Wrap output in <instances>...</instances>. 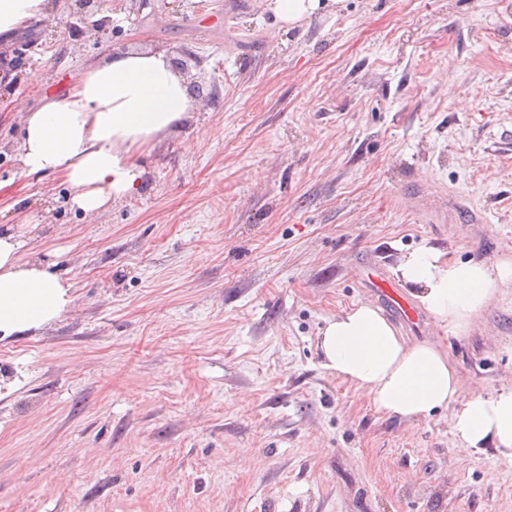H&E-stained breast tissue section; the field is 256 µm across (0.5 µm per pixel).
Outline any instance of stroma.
Listing matches in <instances>:
<instances>
[{"label": "stroma", "instance_id": "obj_1", "mask_svg": "<svg viewBox=\"0 0 512 512\" xmlns=\"http://www.w3.org/2000/svg\"><path fill=\"white\" fill-rule=\"evenodd\" d=\"M166 51L195 119L137 152L146 189L92 218L23 173L21 116L105 48ZM0 229L73 283L0 341V512H512V459L458 453L325 369L329 318L427 244L512 264V0H60L0 47ZM41 72L40 83L28 73ZM459 199L482 223L445 222ZM464 393L512 385V283L468 325L390 314ZM321 0H265V8L284 25L292 26L298 21L315 15L327 4Z\"/></svg>", "mask_w": 512, "mask_h": 512}]
</instances>
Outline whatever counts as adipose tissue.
Here are the masks:
<instances>
[{"label":"adipose tissue","mask_w":512,"mask_h":512,"mask_svg":"<svg viewBox=\"0 0 512 512\" xmlns=\"http://www.w3.org/2000/svg\"><path fill=\"white\" fill-rule=\"evenodd\" d=\"M54 0H0V36L10 37L48 17ZM19 158L30 175H57L72 202L89 215L139 191L147 171L136 150L194 119L190 83L163 51H108L86 64L62 94L34 109L21 102ZM14 233L0 232V341L40 330L71 307L72 284L25 257ZM395 275L413 289L437 321L467 325L512 281V264L452 260L434 247L405 254ZM323 365L361 390L380 410L404 419L453 408L460 452L495 448L512 458V387L463 396L448 356L429 343H409L370 302L326 319L319 340Z\"/></svg>","instance_id":"ef3b65f1"}]
</instances>
